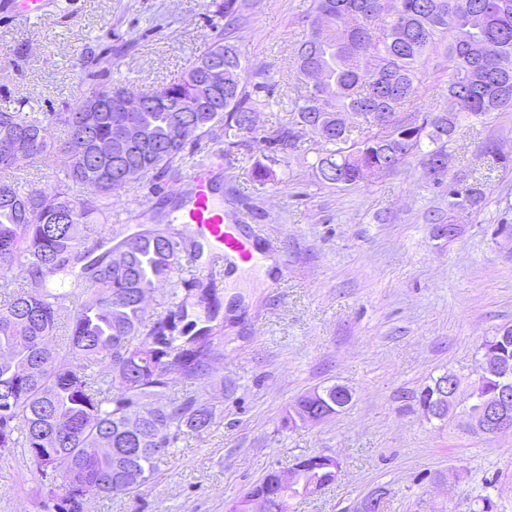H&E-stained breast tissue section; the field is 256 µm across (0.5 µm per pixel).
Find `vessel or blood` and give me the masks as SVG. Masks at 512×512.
<instances>
[{
  "mask_svg": "<svg viewBox=\"0 0 512 512\" xmlns=\"http://www.w3.org/2000/svg\"><path fill=\"white\" fill-rule=\"evenodd\" d=\"M52 6V0H16L15 3L17 13L34 19L50 17ZM188 181L191 188L172 213V222L183 225L188 236L206 241L216 260L231 255L242 263H255L260 246L245 226L227 222L211 167L193 170Z\"/></svg>",
  "mask_w": 512,
  "mask_h": 512,
  "instance_id": "obj_1",
  "label": "vessel or blood"
}]
</instances>
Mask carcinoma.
<instances>
[{
  "mask_svg": "<svg viewBox=\"0 0 512 512\" xmlns=\"http://www.w3.org/2000/svg\"><path fill=\"white\" fill-rule=\"evenodd\" d=\"M244 0H213L224 18L218 34L177 82L138 89L125 82L107 84L119 93L157 100L156 108L137 113L144 139L118 164L98 156L91 139L112 136L106 112H83L78 99L65 112L38 117L17 102L0 110L21 132L18 157L0 150V454L23 449L42 478L44 512H83L89 497H108L105 487L121 483L128 492L147 487L167 463L181 437L209 433L218 424L214 408L193 396H169L173 375L191 383L224 357V340L208 325L180 324L189 309L215 319L224 308V291L212 279L189 277L193 240L158 226L123 238L109 233L87 242L89 224H104L112 193L152 175L176 173L186 150L220 127L225 155L253 139L267 154L254 163L253 180L264 183L280 164V154L304 134L319 138L312 165L318 182L338 189L368 183L379 172L395 171L410 155H422L427 177L448 183V212L432 215L443 228L457 223L461 211L479 212L488 200L487 185L465 183L448 169V148L464 122L483 123L512 109V0H313L306 16L308 37L295 52L299 73L321 72L304 81L291 101L293 121L265 135L252 115L265 101L247 89V65L231 41ZM387 16L386 28L374 23ZM444 50L448 63V109L425 112L417 125L398 113L427 81V56ZM220 57L224 90L214 93L197 67ZM376 112L358 133L339 123L343 113ZM194 120L197 134L182 136ZM68 130L60 143L56 126ZM64 158L56 182L36 189L13 177L21 160L47 165ZM125 252L116 265L112 255ZM77 274L89 283L91 298L77 304L65 346L56 341L59 312L72 294L54 292L47 279ZM171 286L176 303L167 314L147 321L144 299ZM512 324L483 337L478 351L492 349L512 362ZM448 371L415 395L432 418L474 434L471 421L480 398L498 394L502 381L474 371L456 392L444 393ZM352 395L332 384L300 395L286 423L296 427L320 412L332 418ZM305 486L336 482L340 462L334 455L311 454L294 462Z\"/></svg>",
  "mask_w": 512,
  "mask_h": 512,
  "instance_id": "1",
  "label": "carcinoma"
}]
</instances>
